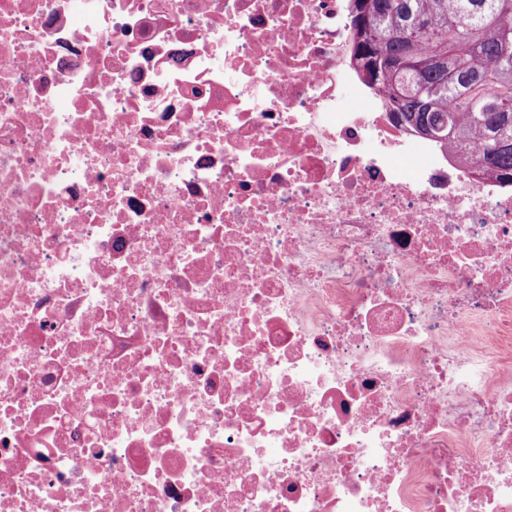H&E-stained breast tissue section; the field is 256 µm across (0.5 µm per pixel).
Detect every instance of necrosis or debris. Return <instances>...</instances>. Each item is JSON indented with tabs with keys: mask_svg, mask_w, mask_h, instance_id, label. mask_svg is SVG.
<instances>
[{
	"mask_svg": "<svg viewBox=\"0 0 512 512\" xmlns=\"http://www.w3.org/2000/svg\"><path fill=\"white\" fill-rule=\"evenodd\" d=\"M353 24L0 0V512H512V183Z\"/></svg>",
	"mask_w": 512,
	"mask_h": 512,
	"instance_id": "4bbe7bcc",
	"label": "necrosis or debris"
}]
</instances>
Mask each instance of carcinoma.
I'll return each mask as SVG.
<instances>
[{
	"label": "carcinoma",
	"instance_id": "cac0c4a2",
	"mask_svg": "<svg viewBox=\"0 0 512 512\" xmlns=\"http://www.w3.org/2000/svg\"><path fill=\"white\" fill-rule=\"evenodd\" d=\"M353 2V58L401 122L512 180V0Z\"/></svg>",
	"mask_w": 512,
	"mask_h": 512
}]
</instances>
